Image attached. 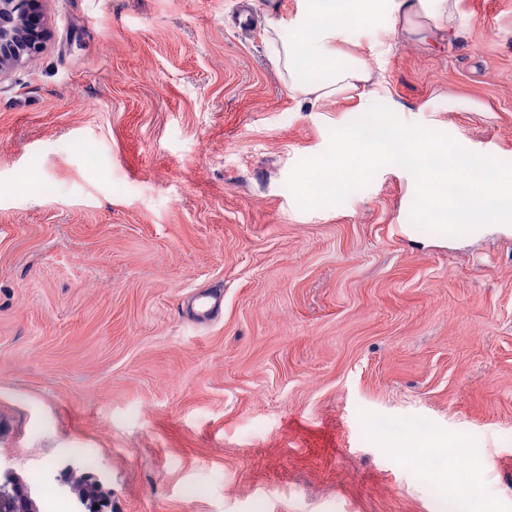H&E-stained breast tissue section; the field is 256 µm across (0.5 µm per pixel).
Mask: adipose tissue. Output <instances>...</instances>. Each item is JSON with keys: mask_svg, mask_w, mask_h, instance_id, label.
Masks as SVG:
<instances>
[{"mask_svg": "<svg viewBox=\"0 0 512 512\" xmlns=\"http://www.w3.org/2000/svg\"><path fill=\"white\" fill-rule=\"evenodd\" d=\"M457 12L458 0H301L294 35L283 42L278 61L290 90L309 105L358 89L372 96L382 85L370 64L337 52L352 28L375 25L383 14L430 39L453 30ZM381 166L414 181L424 222L445 234L483 221L512 223V173L497 170L485 154L449 145L441 134L405 131L373 112L339 131L333 148L312 161L301 181L339 188Z\"/></svg>", "mask_w": 512, "mask_h": 512, "instance_id": "1", "label": "adipose tissue"}]
</instances>
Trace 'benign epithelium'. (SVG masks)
Instances as JSON below:
<instances>
[{
  "label": "benign epithelium",
  "instance_id": "benign-epithelium-1",
  "mask_svg": "<svg viewBox=\"0 0 512 512\" xmlns=\"http://www.w3.org/2000/svg\"><path fill=\"white\" fill-rule=\"evenodd\" d=\"M43 0H0V80L18 64L37 57L50 31ZM0 512H34L29 494L10 470L0 472Z\"/></svg>",
  "mask_w": 512,
  "mask_h": 512
}]
</instances>
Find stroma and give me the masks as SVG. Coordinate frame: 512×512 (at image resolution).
I'll return each instance as SVG.
<instances>
[{
    "label": "stroma",
    "instance_id": "1",
    "mask_svg": "<svg viewBox=\"0 0 512 512\" xmlns=\"http://www.w3.org/2000/svg\"><path fill=\"white\" fill-rule=\"evenodd\" d=\"M298 7L46 0L0 80V467L35 503L71 464L111 512H512V227L444 236L394 169L301 189L360 101L289 89ZM458 9L439 44L382 23L342 49L399 127L512 168V0ZM379 415L454 439L460 483ZM195 316L198 320H212L217 318L222 311L223 297L216 293L204 294L196 299Z\"/></svg>",
    "mask_w": 512,
    "mask_h": 512
}]
</instances>
